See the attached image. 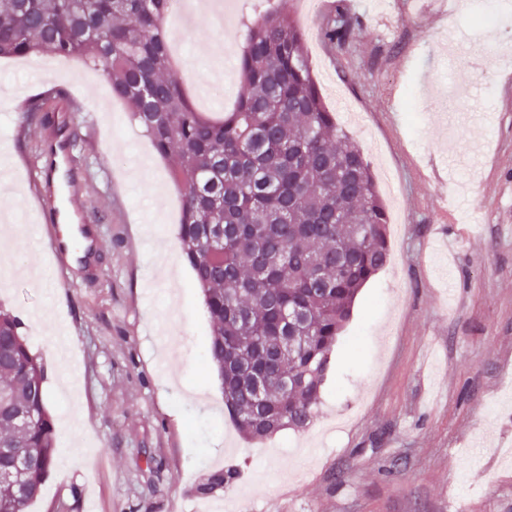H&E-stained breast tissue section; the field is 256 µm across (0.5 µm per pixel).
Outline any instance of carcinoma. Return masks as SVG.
<instances>
[{
    "label": "carcinoma",
    "instance_id": "1",
    "mask_svg": "<svg viewBox=\"0 0 512 512\" xmlns=\"http://www.w3.org/2000/svg\"><path fill=\"white\" fill-rule=\"evenodd\" d=\"M175 2L0 0V58H80L107 73L180 194L182 257L208 312L204 359L226 409L251 439L303 429L360 288L389 260L387 211L288 12L242 23L244 92L214 118L173 73L165 21ZM352 35L342 11L323 32L334 48ZM45 104H25L44 127ZM44 374L20 321L0 308V512H29L56 464ZM235 478L215 470L197 493Z\"/></svg>",
    "mask_w": 512,
    "mask_h": 512
}]
</instances>
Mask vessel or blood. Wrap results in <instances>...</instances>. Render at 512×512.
Segmentation results:
<instances>
[{"label":"vessel or blood","mask_w":512,"mask_h":512,"mask_svg":"<svg viewBox=\"0 0 512 512\" xmlns=\"http://www.w3.org/2000/svg\"><path fill=\"white\" fill-rule=\"evenodd\" d=\"M53 123L40 141L37 195L41 202L49 251L57 266L69 272L92 269L100 246L97 225L91 224L80 202L72 167L71 139L74 102L63 95L52 102Z\"/></svg>","instance_id":"obj_1"}]
</instances>
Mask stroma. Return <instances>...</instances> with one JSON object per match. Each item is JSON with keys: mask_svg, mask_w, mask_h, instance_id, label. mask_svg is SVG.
Masks as SVG:
<instances>
[{"mask_svg": "<svg viewBox=\"0 0 512 512\" xmlns=\"http://www.w3.org/2000/svg\"><path fill=\"white\" fill-rule=\"evenodd\" d=\"M492 30L474 0H277L304 34L336 122L364 150L383 193L393 260L360 289L330 358L317 413L302 430L245 438L203 374L209 317L182 260L179 196L165 163L113 99L109 80L69 61L0 59V192L11 227L0 249V306L22 321L45 367L59 456L30 512H512V0ZM198 14L174 69L192 101L220 116L238 97L215 66L234 60L242 19ZM344 11L355 35L328 46ZM496 54L463 60L448 36ZM471 88L455 129L442 118L449 81ZM70 92L80 108L82 203L98 224L93 276L65 285L34 216L30 171L39 125L28 98ZM155 453L152 473L146 453ZM233 467L236 482L196 488Z\"/></svg>", "mask_w": 512, "mask_h": 512, "instance_id": "stroma-1", "label": "stroma"}]
</instances>
